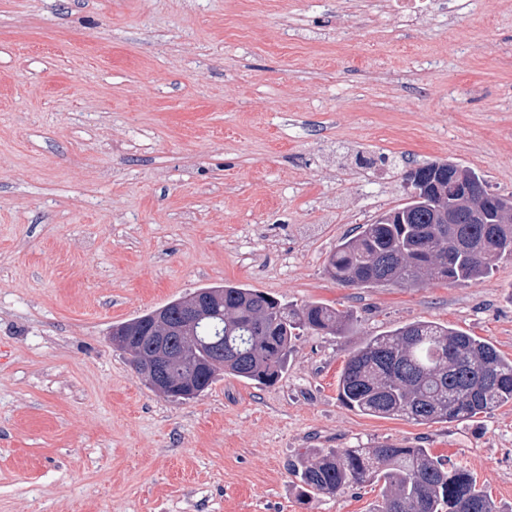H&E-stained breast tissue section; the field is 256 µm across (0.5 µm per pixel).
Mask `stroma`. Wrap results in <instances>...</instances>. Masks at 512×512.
Wrapping results in <instances>:
<instances>
[{
    "label": "stroma",
    "mask_w": 512,
    "mask_h": 512,
    "mask_svg": "<svg viewBox=\"0 0 512 512\" xmlns=\"http://www.w3.org/2000/svg\"><path fill=\"white\" fill-rule=\"evenodd\" d=\"M512 195V0H0V512H376L294 465L392 441L512 512V403L416 424L344 405L347 355L432 321L512 359V258L487 277L344 287L336 244L431 161ZM243 284L351 312L279 380L152 390L114 324Z\"/></svg>",
    "instance_id": "obj_1"
}]
</instances>
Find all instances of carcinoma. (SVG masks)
<instances>
[{"mask_svg": "<svg viewBox=\"0 0 512 512\" xmlns=\"http://www.w3.org/2000/svg\"><path fill=\"white\" fill-rule=\"evenodd\" d=\"M437 162L415 171L435 173L434 182L413 186L404 204L361 224L328 258L337 283L356 288L395 284L410 288L425 278L469 281L490 275L512 257V226L471 224L465 211L442 224L438 193L451 194L452 176ZM209 317L194 326L180 297L142 316L112 326V341L142 372L153 354L157 319L170 328L166 343L181 347L194 330L195 364L205 368V385L185 382L177 395L194 399L208 390L217 370L262 384L275 382L299 333L341 334L353 315L323 304L292 308L244 285L199 288ZM341 401L363 414L402 417L418 423L456 422L512 402V359L478 336L446 325L415 321L370 336L345 360L338 383ZM304 492L338 495L364 484L381 485L378 512H497L467 469L447 464L428 448L377 443L317 454L298 468Z\"/></svg>", "mask_w": 512, "mask_h": 512, "instance_id": "cac0c4a2", "label": "carcinoma"}]
</instances>
